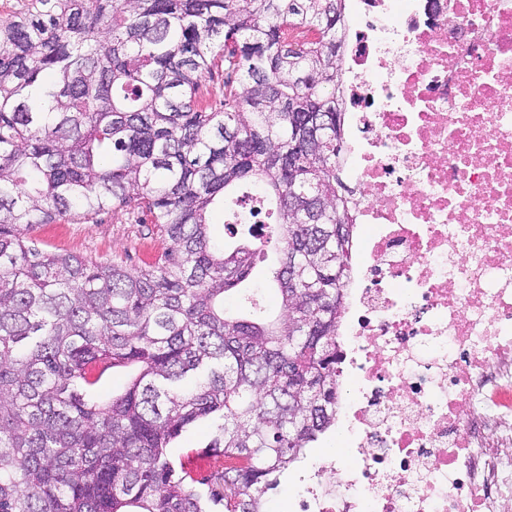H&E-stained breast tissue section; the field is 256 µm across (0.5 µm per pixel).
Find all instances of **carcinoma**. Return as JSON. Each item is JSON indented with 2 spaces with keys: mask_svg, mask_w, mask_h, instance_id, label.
I'll use <instances>...</instances> for the list:
<instances>
[{
  "mask_svg": "<svg viewBox=\"0 0 512 512\" xmlns=\"http://www.w3.org/2000/svg\"><path fill=\"white\" fill-rule=\"evenodd\" d=\"M344 12L345 0H25L0 18V512H265L335 426L354 229L336 176ZM322 28L321 41L292 37ZM219 70L208 97L201 79ZM293 106L330 123L303 181L288 168ZM236 189L226 250L208 214ZM302 192L320 196L318 219L289 211ZM110 209L148 218L166 243L146 268L28 235ZM271 246L275 317L263 289L238 288ZM98 361L129 370L110 399L86 376ZM203 420L209 451L235 460L205 489L168 452Z\"/></svg>",
  "mask_w": 512,
  "mask_h": 512,
  "instance_id": "carcinoma-1",
  "label": "carcinoma"
}]
</instances>
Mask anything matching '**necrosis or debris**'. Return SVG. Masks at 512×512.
I'll list each match as a JSON object with an SVG mask.
<instances>
[{
  "instance_id": "necrosis-or-debris-1",
  "label": "necrosis or debris",
  "mask_w": 512,
  "mask_h": 512,
  "mask_svg": "<svg viewBox=\"0 0 512 512\" xmlns=\"http://www.w3.org/2000/svg\"><path fill=\"white\" fill-rule=\"evenodd\" d=\"M344 451L296 512H501L512 491V0H352Z\"/></svg>"
}]
</instances>
